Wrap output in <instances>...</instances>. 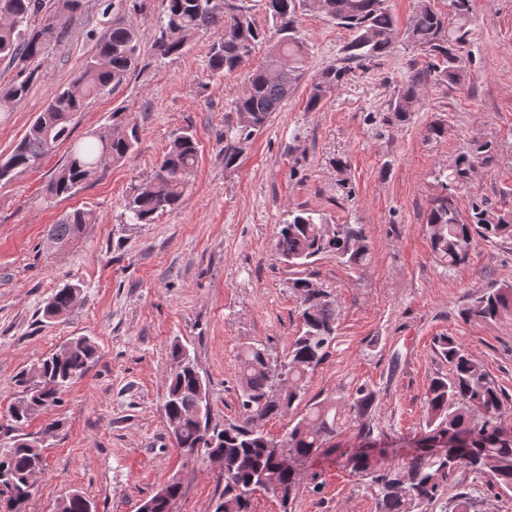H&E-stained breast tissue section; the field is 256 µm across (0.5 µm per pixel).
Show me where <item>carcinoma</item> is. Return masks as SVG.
<instances>
[{
  "instance_id": "cac0c4a2",
  "label": "carcinoma",
  "mask_w": 512,
  "mask_h": 512,
  "mask_svg": "<svg viewBox=\"0 0 512 512\" xmlns=\"http://www.w3.org/2000/svg\"><path fill=\"white\" fill-rule=\"evenodd\" d=\"M154 50L162 57L182 53L201 32L214 30L218 37L209 55L211 76L241 69L256 47L268 44L265 64L251 68L233 99L236 125L224 130V167L236 165L243 145L249 142L280 110L303 74L306 45L297 29V8L316 11L349 31L345 47L348 59L370 61L390 52L397 22L387 0H265L271 27L256 25L235 0H163ZM472 0H449L450 14L437 11L431 0H416L406 38L429 59V67L443 81L460 79L462 54L469 43L466 28ZM81 0H61L59 19H50L39 29L29 27L42 0H0V60L23 65L42 55L45 44L64 32ZM140 53L139 30L119 19L109 34L96 36L95 51L79 73L56 87L44 110L7 154L0 155V182H10L32 169L58 144L71 136V121L84 111L89 99L122 85L135 70ZM349 69L330 67L310 85L307 108L318 109L327 94L347 82ZM30 77L13 81L0 91V102L17 103L29 91ZM418 97L413 89L397 98L384 122H406ZM139 138L138 128L114 111L111 123L89 133V140L71 145L68 162L49 180L52 197L71 195L103 171V162H121L129 157ZM496 146L476 141L448 164L441 182L444 194L433 200L426 218L432 251L446 266L464 262L476 238L512 237V205L498 206L485 198L472 202L463 218L454 207L452 194L467 188L477 164L491 159ZM198 164V143L191 132H182L169 145L151 179L134 191L126 203L131 224H150L164 211L179 209ZM94 223L90 212L75 209L50 226L47 245L63 248L80 238ZM279 255L294 267L306 266L322 254H333L350 267L363 266L369 255L367 239L358 224H338L328 231L310 212L300 210L279 226ZM300 303L302 333L278 360L261 344H250L239 353L240 416L224 423L219 431L211 425V410L197 414L201 374L187 348L171 346L172 364L162 405L173 447L188 460L213 456L224 466V512H251V498L263 490L282 505L297 494L295 462L337 447L343 428L358 425L362 449L348 455L346 467L366 476L376 488V512H427L440 495L448 474L460 469L485 474L492 487L512 492V428L499 420L504 393L452 336H441L437 346L452 373L433 378L425 392V433L421 447L404 462L378 470L367 449L375 444L367 423L376 403L375 391L356 388L347 403L303 404L309 374L323 361L336 332L340 310L335 296L306 278L292 283ZM78 286L58 289L43 308V317L61 318L71 310ZM465 320L498 321L512 316V286L487 289L474 295L460 311ZM97 357L95 344L86 337L66 341L37 365L38 373L24 370L18 378L22 395L9 408L12 444L0 448V497L7 512H26L32 490L28 477L45 467L42 446L32 443L24 426L38 410L59 399L74 380L83 377ZM293 416L290 427L276 440L264 431L272 418ZM183 484L176 477L165 484V494H155L153 512H172L181 498Z\"/></svg>"
}]
</instances>
